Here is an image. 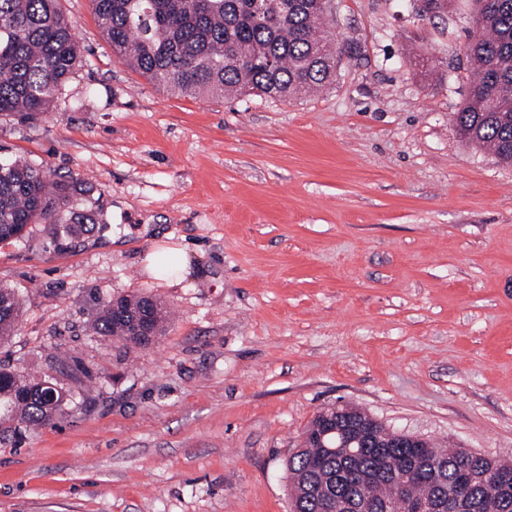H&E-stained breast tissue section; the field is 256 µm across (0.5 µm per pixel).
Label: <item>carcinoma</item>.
<instances>
[{"mask_svg":"<svg viewBox=\"0 0 512 512\" xmlns=\"http://www.w3.org/2000/svg\"><path fill=\"white\" fill-rule=\"evenodd\" d=\"M329 0H93L101 32L112 50L142 77L183 95L224 96L254 92L271 98L299 97L322 87L335 73L334 35L321 19ZM478 38L467 43L473 80L456 113V132L489 148L512 165V0H492L478 10ZM81 62L73 25L56 0H0V115L34 119L53 104ZM85 185L52 181L21 159L0 162V243L21 238L18 228L96 223L77 213L65 216ZM129 313L149 306L155 335H162L169 310L147 294L120 296ZM22 314L15 290L0 286V342L14 336ZM120 323L105 303L92 327L135 347L149 341L118 332ZM67 392L50 379L17 373L0 361V445L16 441L19 429L53 424L67 414ZM348 427L368 420L356 407L320 410L289 457L293 512H342L346 497L367 498L377 509L397 500L402 512L425 496L442 497L440 512H512V464L467 456L461 448H388L389 430L372 435L381 448L358 456L322 436L326 418Z\"/></svg>","mask_w":512,"mask_h":512,"instance_id":"cac0c4a2","label":"carcinoma"}]
</instances>
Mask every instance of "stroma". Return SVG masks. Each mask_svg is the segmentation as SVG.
<instances>
[{
	"label": "stroma",
	"mask_w": 512,
	"mask_h": 512,
	"mask_svg": "<svg viewBox=\"0 0 512 512\" xmlns=\"http://www.w3.org/2000/svg\"><path fill=\"white\" fill-rule=\"evenodd\" d=\"M336 78L287 100L178 95L132 71L91 0H58L82 65L0 159L88 181L104 223L0 244L24 314L0 359L68 391L0 446V512H291L286 462L352 404L512 461V166L463 141L472 0H331ZM167 235L174 269H146ZM118 244H111V235ZM172 318L135 348L92 336L112 297Z\"/></svg>",
	"instance_id": "obj_1"
}]
</instances>
